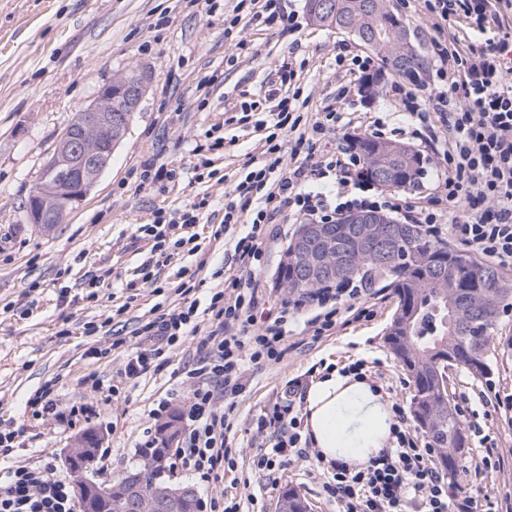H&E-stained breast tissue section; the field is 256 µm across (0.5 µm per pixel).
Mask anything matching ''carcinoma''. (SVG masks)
Wrapping results in <instances>:
<instances>
[{
    "mask_svg": "<svg viewBox=\"0 0 512 512\" xmlns=\"http://www.w3.org/2000/svg\"><path fill=\"white\" fill-rule=\"evenodd\" d=\"M328 2L330 12L319 16L313 14L312 0H306L305 7L314 24L341 30L343 23L350 21L365 27L361 18L364 0ZM368 49L380 60L381 67L393 69L395 47L374 44ZM375 143L366 135L356 140L365 173L371 180L372 166L378 162L370 156V147ZM391 162L399 173L397 183L386 189L408 190L419 183L423 165L418 152L410 149L403 157H391ZM406 228L410 233L401 248L405 260L398 265L380 263L347 245L356 261L343 280L366 277L392 290L399 299L397 305L408 302L412 306V315L393 317V329L386 340L411 378V413L416 426L438 448L446 462L445 469L452 472L469 442L465 427L454 413L448 369L462 366L476 377L489 373L497 352L500 314L512 307V273L430 237L417 224ZM442 266L448 274L440 281L436 268ZM278 277L288 281L292 292L309 294L315 290L297 278L291 265L280 267Z\"/></svg>",
    "mask_w": 512,
    "mask_h": 512,
    "instance_id": "obj_1",
    "label": "carcinoma"
}]
</instances>
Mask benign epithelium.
<instances>
[{
    "instance_id": "benign-epithelium-1",
    "label": "benign epithelium",
    "mask_w": 512,
    "mask_h": 512,
    "mask_svg": "<svg viewBox=\"0 0 512 512\" xmlns=\"http://www.w3.org/2000/svg\"><path fill=\"white\" fill-rule=\"evenodd\" d=\"M151 74L132 69L120 77L121 90L126 92L130 111L138 109ZM112 84L99 90L95 100L81 110L80 124L68 125L44 168L50 180V191L31 194L26 205L30 224H60L64 216L83 201L107 169L112 153L124 138L129 124L112 121ZM342 228L334 231L324 224L300 225L290 246L293 266L306 281L322 286L329 277H338L352 265V258L336 247V237L346 235L360 247L374 249L382 262H397L395 236L387 224L395 220L380 213L352 212L344 215ZM88 448L78 443L69 450L68 458L76 474L75 492L83 512H98L99 504L109 489L93 483L87 476L85 458ZM158 453L142 456V468L122 479L123 501L130 512H178L182 501L194 494L187 486H174L159 480Z\"/></svg>"
}]
</instances>
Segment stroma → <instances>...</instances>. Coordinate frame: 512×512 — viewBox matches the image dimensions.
Here are the masks:
<instances>
[{"label": "stroma", "mask_w": 512, "mask_h": 512, "mask_svg": "<svg viewBox=\"0 0 512 512\" xmlns=\"http://www.w3.org/2000/svg\"><path fill=\"white\" fill-rule=\"evenodd\" d=\"M237 0H212L193 5L189 0H0V424L25 430L24 445L10 461L27 464L52 456L58 472L68 473L65 453L86 432H94L113 476L140 464L146 430L158 429L152 409L171 390H178L173 412L184 409L191 382L172 378L174 369L192 364L196 339L170 355L168 370L150 373L126 386L113 398L92 395L81 378L96 375L110 382L120 356L93 362L84 357L92 340L82 325L104 324L105 340L130 337L138 323L158 303L151 288L139 283V266L150 255L140 238L139 225L151 223L158 208L181 210L201 197L210 206L199 231L210 237L224 217V195L250 170L259 151L252 127L234 123L244 101L264 93L277 59L294 54L302 64L297 85L308 97L309 112L331 108L339 112L336 127L326 139L328 148L346 146L350 112L362 125L380 118L390 141L401 142L407 117L405 104L393 96V74L383 72L382 92L375 100L348 101L339 94L347 68L336 60L339 44L351 54L367 50L353 36L314 25L305 0H294L300 30L296 36L234 21ZM393 12L411 30V41L430 56L433 41L464 29L461 18L445 31L431 27L422 0H390ZM236 28L248 42L235 48L227 28ZM145 69L152 79L134 114L130 129L112 154L87 199L50 230L28 223L25 200L47 158L71 118L88 106L98 91L117 75ZM221 126L224 151L215 162L216 175L197 179L193 153L206 143V133ZM156 159L175 168L174 181L140 182L143 162ZM298 226L288 213L277 216L265 238L266 262L257 277L273 300L287 298L278 285L283 253ZM224 257L221 242L207 248L205 257L179 254L162 271V280L194 278L205 311L202 330H209L208 295L215 283L211 271ZM97 274L101 283L95 300H88L83 281ZM66 300H59V293ZM397 301L382 291L368 303L367 314L335 333L313 339L295 325L290 349L277 365L256 373L251 391L234 410L235 442L243 512H275L282 493L295 489L310 512H339L340 506L323 489L325 478L316 459H292L266 475L249 463L261 441L251 420L280 398L285 384L305 380L314 364L345 368L362 360L389 382L391 400L409 404L407 372L386 342ZM58 381V405L65 418L40 422L24 414L28 395L49 379ZM456 400H469L473 410L486 413L482 397L489 390L512 397V356L492 362L489 375L478 378L466 368L450 374ZM92 402L90 417L72 416V402ZM452 479L462 487L480 485L491 512H512V465L477 481L474 467L486 450L476 435Z\"/></svg>", "instance_id": "1"}]
</instances>
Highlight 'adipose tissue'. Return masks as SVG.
Returning a JSON list of instances; mask_svg holds the SVG:
<instances>
[{
  "instance_id": "obj_1",
  "label": "adipose tissue",
  "mask_w": 512,
  "mask_h": 512,
  "mask_svg": "<svg viewBox=\"0 0 512 512\" xmlns=\"http://www.w3.org/2000/svg\"><path fill=\"white\" fill-rule=\"evenodd\" d=\"M305 433L323 462L366 467L389 443L391 401L370 382L331 370L314 381L304 399Z\"/></svg>"
}]
</instances>
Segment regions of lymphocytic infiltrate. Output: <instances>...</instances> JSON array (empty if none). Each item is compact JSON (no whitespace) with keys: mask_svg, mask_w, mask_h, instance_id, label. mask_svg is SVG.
Segmentation results:
<instances>
[{"mask_svg":"<svg viewBox=\"0 0 512 512\" xmlns=\"http://www.w3.org/2000/svg\"><path fill=\"white\" fill-rule=\"evenodd\" d=\"M248 22L279 34L298 32L296 11L284 0H248ZM436 29L450 17L465 20L463 49L435 43L439 87L426 99L415 89L396 85L402 101L411 106L412 124L427 132L443 163L436 192L428 207L420 208L397 195L350 198L348 186L359 179L357 153L339 155L323 149L332 111L304 118L297 95L289 88L297 75L291 56L279 59L275 79L264 96V108L241 105L240 123L260 132V159L233 190L224 196V217L214 239L224 243V264L218 273L222 288L212 292L208 309L214 317L209 331L200 328V302L195 284L161 283L160 272L176 252L201 253L198 226L208 199L178 211L157 209L151 223L139 230L151 241L150 257L139 268L142 283L155 294L177 296V303H156L149 317L134 330L133 342L118 339L102 348L90 346L86 358L102 359L113 351L122 355L111 384L93 379L91 389L109 396L148 372H160L168 355L188 338H197L192 369L194 389L188 406L178 415L184 437L176 447V463L205 482L222 480L235 471L231 434L232 401L250 388L253 371L279 364L288 351L294 314L280 308L260 316L261 294L251 282L262 268L266 224L281 212L296 218L333 220L352 209L403 213L410 224L422 225L434 237H449L473 253L505 269H512V0H424ZM501 18L498 39L476 45L488 17ZM438 123H431V114ZM288 144H281V136ZM290 148L296 163L283 169L281 151ZM365 280H353L317 290L308 296L306 322L313 337L332 335L357 302L370 297ZM305 387L290 381L271 409L253 423L257 436L273 437L271 448L255 457L253 467L271 471L284 458L309 448L300 418ZM389 448L368 466L351 471L341 463L328 465L325 492L341 504L342 512H483L478 494L449 482L434 462L431 441L408 424L406 409L393 406ZM0 512H76L68 476L57 474L53 463L10 466L0 475Z\"/></svg>","mask_w":512,"mask_h":512,"instance_id":"1","label":"lymphocytic infiltrate"}]
</instances>
